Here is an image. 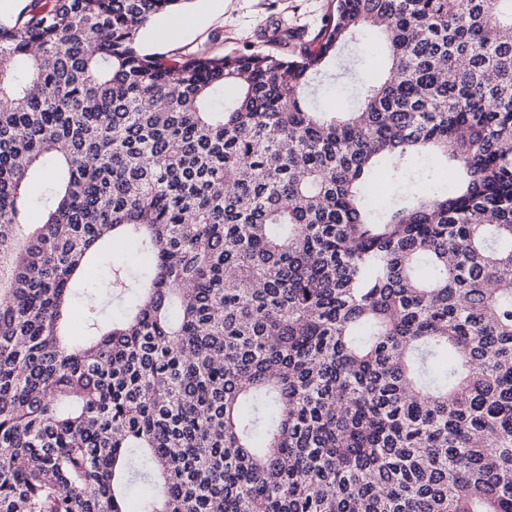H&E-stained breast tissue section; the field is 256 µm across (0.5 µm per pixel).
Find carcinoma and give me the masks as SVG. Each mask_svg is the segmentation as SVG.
<instances>
[{
	"instance_id": "obj_1",
	"label": "carcinoma",
	"mask_w": 512,
	"mask_h": 512,
	"mask_svg": "<svg viewBox=\"0 0 512 512\" xmlns=\"http://www.w3.org/2000/svg\"><path fill=\"white\" fill-rule=\"evenodd\" d=\"M183 2L0 18V512H512V0L141 53ZM366 28L383 76L313 109ZM426 149L464 183L396 190ZM101 261L107 262L106 267L101 268V270L97 274H101V277L98 280V284L89 285L86 284L79 291L78 296L75 298L74 305L76 312L84 310L86 305L93 299L97 300L99 295V288H104L108 279L111 276L112 271V253H107L103 256Z\"/></svg>"
}]
</instances>
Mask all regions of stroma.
Wrapping results in <instances>:
<instances>
[{"label": "stroma", "instance_id": "stroma-1", "mask_svg": "<svg viewBox=\"0 0 512 512\" xmlns=\"http://www.w3.org/2000/svg\"><path fill=\"white\" fill-rule=\"evenodd\" d=\"M331 6L332 0H186L178 12L179 23L166 16L159 20L167 27L168 38L155 40L148 28L141 35L140 47L144 53L170 58L196 52L221 56L269 49L268 36L276 30L306 42L320 29ZM343 57L352 63V78L324 81L312 90L321 105L339 112L354 104L359 86L382 72L378 56L371 51L348 49Z\"/></svg>", "mask_w": 512, "mask_h": 512}]
</instances>
